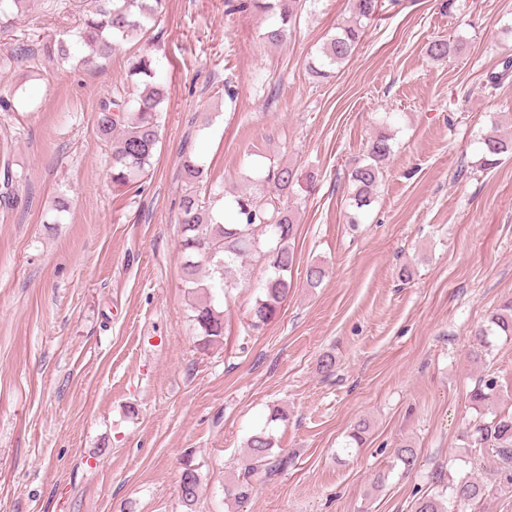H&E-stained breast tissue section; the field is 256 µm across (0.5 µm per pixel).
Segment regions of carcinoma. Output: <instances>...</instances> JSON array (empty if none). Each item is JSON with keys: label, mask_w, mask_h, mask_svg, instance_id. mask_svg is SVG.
I'll return each mask as SVG.
<instances>
[{"label": "carcinoma", "mask_w": 512, "mask_h": 512, "mask_svg": "<svg viewBox=\"0 0 512 512\" xmlns=\"http://www.w3.org/2000/svg\"><path fill=\"white\" fill-rule=\"evenodd\" d=\"M27 0H0V28L12 25L13 10H21ZM94 7L81 18L75 33L76 41L59 40L46 46L48 57L68 59L83 54L82 63L94 64L112 55L113 48L136 34H146L150 24L162 13L163 0H93ZM234 10L254 9L278 15L277 24L262 34L271 45L287 40L297 21L301 0H228ZM350 16L323 43L310 72L316 78H327L333 69L354 54L363 34L365 22L376 16L381 0H349ZM459 44L447 39H434L427 46L429 56L442 59L457 50ZM129 74L138 79V93L132 101L122 97L104 100L97 117V131L112 144L110 156L112 186L131 187L140 182L154 165L160 142L161 105L167 98L165 86L156 79L154 58L147 52L133 57ZM393 134L388 120L382 121L380 131L369 141L366 161L350 173L353 187L350 199L361 210L372 202V195L383 176V166L393 152ZM483 167L495 165L498 156L512 154V138L490 133L483 137ZM181 178L193 187L180 202L181 249L184 255L183 279L191 296L192 321L199 329L201 346L208 348L224 338V313L213 304V291L229 293L235 287L232 276L237 261L257 257L266 261L270 274L261 286V294L252 306L247 325L257 330L272 322L292 288V272L296 257L294 241L297 222L283 202L284 197L299 187L303 192L312 189L317 175L313 171L299 173L295 168L273 165L258 174L257 180L271 186L265 194L242 192L229 202L230 222L214 211V201L207 200L194 190L206 178L204 165L192 152L185 154ZM20 175L8 168L4 171L5 191L0 193L4 207L12 206V186ZM512 339V299L494 308L484 324L474 331L473 344L488 348L490 337ZM501 384L494 377H484L470 394L472 408L483 422L476 434L463 439L465 448L492 452L497 459L500 479L512 486V413L491 410L498 398ZM273 437L266 430L253 433L246 442L248 463L233 482L224 486V499L236 503L245 501L253 483L262 473H271L284 459H274ZM397 461L404 470H413L417 453L409 445L397 449ZM180 497L186 512H196L199 498V476L194 468H186L180 478ZM487 486L465 475L448 484L447 490L436 491L416 500L414 512H462L486 496Z\"/></svg>", "instance_id": "carcinoma-1"}]
</instances>
